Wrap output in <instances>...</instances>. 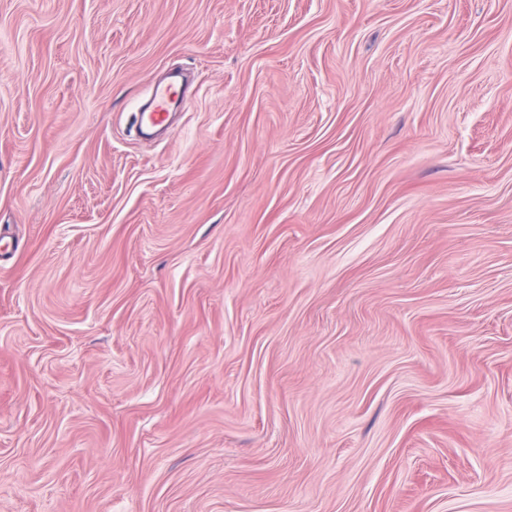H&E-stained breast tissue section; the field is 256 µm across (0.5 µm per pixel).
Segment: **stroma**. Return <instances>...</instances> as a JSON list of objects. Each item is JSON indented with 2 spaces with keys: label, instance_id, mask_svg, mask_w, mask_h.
Masks as SVG:
<instances>
[{
  "label": "stroma",
  "instance_id": "obj_1",
  "mask_svg": "<svg viewBox=\"0 0 512 512\" xmlns=\"http://www.w3.org/2000/svg\"><path fill=\"white\" fill-rule=\"evenodd\" d=\"M0 237V512H512V0H0ZM177 80V77H172L166 83L151 85L150 99L146 102L147 109L140 108L136 114L137 128L141 129L143 126L146 128L166 127L172 107L177 104L179 110L184 108V98L175 100Z\"/></svg>",
  "mask_w": 512,
  "mask_h": 512
}]
</instances>
